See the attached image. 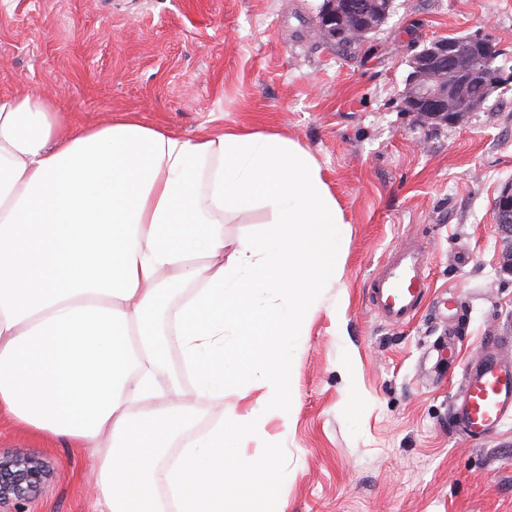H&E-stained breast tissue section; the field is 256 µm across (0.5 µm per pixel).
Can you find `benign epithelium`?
Masks as SVG:
<instances>
[{
  "mask_svg": "<svg viewBox=\"0 0 512 512\" xmlns=\"http://www.w3.org/2000/svg\"><path fill=\"white\" fill-rule=\"evenodd\" d=\"M373 25L367 11L358 0H323L319 13L320 30L336 37L341 34L355 41ZM488 49L481 39L464 50L445 39H437L412 57L411 71L407 77L404 107L421 123L438 116L448 119L454 112L456 98L448 84V74L460 69L465 51L479 52ZM494 223L502 233L512 238V191L506 190L499 209L494 213ZM43 481V471L38 459L24 449L0 457V508L14 503L18 506L35 496Z\"/></svg>",
  "mask_w": 512,
  "mask_h": 512,
  "instance_id": "7a95c632",
  "label": "benign epithelium"
}]
</instances>
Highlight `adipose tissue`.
<instances>
[{"instance_id":"ef3b65f1","label":"adipose tissue","mask_w":512,"mask_h":512,"mask_svg":"<svg viewBox=\"0 0 512 512\" xmlns=\"http://www.w3.org/2000/svg\"><path fill=\"white\" fill-rule=\"evenodd\" d=\"M254 207L270 221L226 246L225 218ZM348 234L281 135L75 131L43 92L1 98L0 412L91 449L103 512H225L242 439L290 415L295 342ZM174 346L193 398L160 374ZM249 384V419L208 421L201 403Z\"/></svg>"}]
</instances>
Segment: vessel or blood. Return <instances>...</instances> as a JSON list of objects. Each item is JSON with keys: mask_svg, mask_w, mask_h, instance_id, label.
Here are the masks:
<instances>
[{"mask_svg": "<svg viewBox=\"0 0 512 512\" xmlns=\"http://www.w3.org/2000/svg\"><path fill=\"white\" fill-rule=\"evenodd\" d=\"M428 258L409 244L391 253L371 283L373 305L384 321L399 325L419 312L430 287ZM453 413L468 437L483 439L512 417V364L504 363L495 342H487L465 367L464 387Z\"/></svg>", "mask_w": 512, "mask_h": 512, "instance_id": "vessel-or-blood-1", "label": "vessel or blood"}]
</instances>
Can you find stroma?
Returning <instances> with one entry per match:
<instances>
[{
	"label": "stroma",
	"mask_w": 512,
	"mask_h": 512,
	"mask_svg": "<svg viewBox=\"0 0 512 512\" xmlns=\"http://www.w3.org/2000/svg\"><path fill=\"white\" fill-rule=\"evenodd\" d=\"M323 0H0V97L53 94L73 126L123 112L180 136L262 129L319 163L350 227L341 282L323 286L270 418L279 512H512V420L484 440L456 426L465 361L491 337L512 362V242L492 206L512 183V79L459 124L420 125L402 101L412 55L479 34L512 56V0H394L349 47L324 38ZM431 295L455 297L457 354L431 308L391 325L370 283L407 240ZM44 472L25 512H100L86 449L46 444L0 414V456Z\"/></svg>",
	"instance_id": "stroma-1"
}]
</instances>
